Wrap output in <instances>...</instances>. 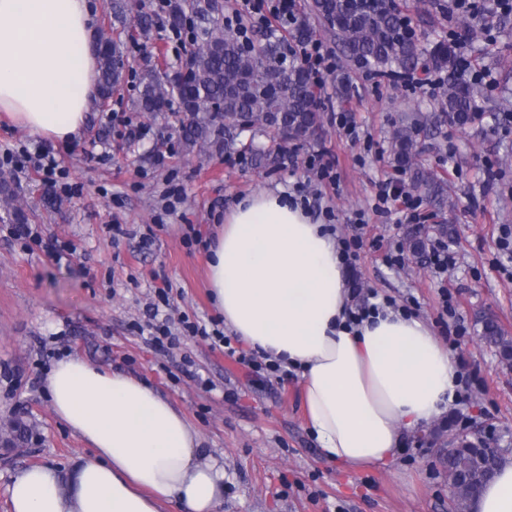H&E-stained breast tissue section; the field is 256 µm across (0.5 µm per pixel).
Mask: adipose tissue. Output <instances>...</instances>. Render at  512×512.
<instances>
[{"mask_svg":"<svg viewBox=\"0 0 512 512\" xmlns=\"http://www.w3.org/2000/svg\"><path fill=\"white\" fill-rule=\"evenodd\" d=\"M88 0H0V115L61 144L97 94ZM211 300L250 349L301 374L308 429L349 469L391 463L405 435L458 403L459 367L421 318L389 306L349 323L346 268L332 232L285 194L237 204L209 247ZM56 415L91 446L69 473L38 465L10 487L11 512H221L224 466L204 458L184 414L139 378L78 356L46 376ZM512 512V462L471 502Z\"/></svg>","mask_w":512,"mask_h":512,"instance_id":"obj_1","label":"adipose tissue"}]
</instances>
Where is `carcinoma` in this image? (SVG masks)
I'll return each mask as SVG.
<instances>
[{"label": "carcinoma", "instance_id": "1", "mask_svg": "<svg viewBox=\"0 0 512 512\" xmlns=\"http://www.w3.org/2000/svg\"><path fill=\"white\" fill-rule=\"evenodd\" d=\"M210 0H169L168 19L180 26L187 12L209 22L206 38L193 41L189 50V72L161 73L147 68L142 73V90L137 102L140 111L151 115L166 112L173 99L181 109L180 129L187 148L205 142L218 132L239 128V119L247 114L255 128L277 132L291 130L296 139H306L310 130L321 126L318 101L303 66L285 47L313 36L308 17L321 22L336 39L340 62L349 68L366 70L380 78L415 70L424 53L416 37L405 33L404 2L388 5H350L346 0H288V14L280 16L288 36L278 42L248 45L221 26L219 11ZM121 36L98 39V104L103 107L123 87L125 69ZM458 53L440 49L432 56L435 66L448 71L447 93L439 109L448 117L465 121L483 101L484 86L455 76ZM423 131L414 118L393 132L395 167L412 168L416 137ZM447 232L442 225L421 229L411 242L415 255L424 253L429 234ZM481 337L494 348L499 358L512 363V336L493 318L480 320ZM453 450L445 458L448 479H462L471 492L452 500V512H468L474 491L480 489L507 457H512V441L498 451L478 453L477 434H462L452 439Z\"/></svg>", "mask_w": 512, "mask_h": 512}]
</instances>
